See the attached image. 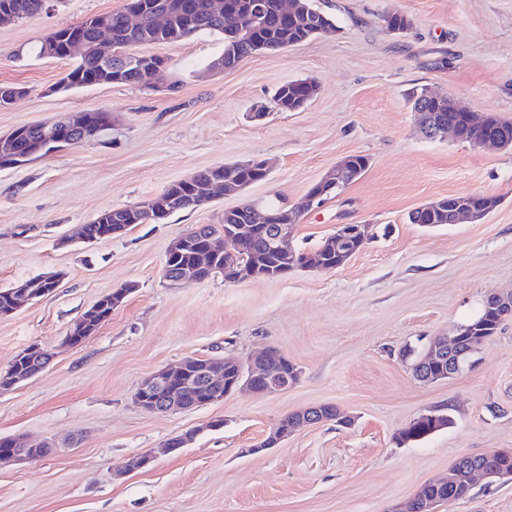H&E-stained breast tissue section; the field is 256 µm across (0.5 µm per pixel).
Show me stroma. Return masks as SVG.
Wrapping results in <instances>:
<instances>
[{
    "label": "stroma",
    "mask_w": 512,
    "mask_h": 512,
    "mask_svg": "<svg viewBox=\"0 0 512 512\" xmlns=\"http://www.w3.org/2000/svg\"><path fill=\"white\" fill-rule=\"evenodd\" d=\"M314 3L335 31L231 70L207 69L224 49L215 35L143 46L167 59L173 92L112 84L52 93L67 64L35 46L125 0H48L39 14L0 25V84L27 90L0 109V135L71 112H112L102 139L0 168V288L61 275L52 294L0 318V371L33 344L53 355L31 380L0 390V437L55 444L36 462L0 468V512H391L457 458L512 448V318L450 378L419 382L403 356L455 335L487 294L512 291V148L425 139L404 100L424 85L512 122V0ZM394 13L411 19L405 33L386 29ZM304 78L317 82V96L296 111L274 109L275 89ZM263 107L266 117L253 119ZM350 155L368 157L365 173L305 212L295 231L311 254L336 225H370L372 238L345 265L241 283L163 278L170 244L192 227L222 223L245 203L292 206ZM252 159L270 173L241 193L106 240L79 235L104 210ZM460 194L501 203L476 223H409L418 206ZM126 285L97 332L67 345L71 325ZM269 347L300 371L287 391L236 392L175 414L134 400L143 378L185 357L243 359ZM320 405L336 406L351 426L326 421L264 447L282 417ZM432 409L448 413V427L398 444ZM189 431L191 443L156 455ZM149 453L147 467L126 471ZM442 512H512V482L478 481Z\"/></svg>",
    "instance_id": "stroma-1"
}]
</instances>
